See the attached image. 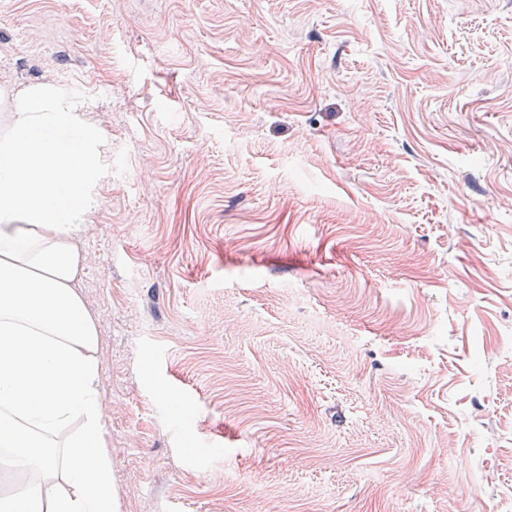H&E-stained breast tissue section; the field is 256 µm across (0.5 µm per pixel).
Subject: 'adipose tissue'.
Masks as SVG:
<instances>
[{
	"mask_svg": "<svg viewBox=\"0 0 512 512\" xmlns=\"http://www.w3.org/2000/svg\"><path fill=\"white\" fill-rule=\"evenodd\" d=\"M0 135V462L20 482L0 512H115L96 324L75 242L106 143L62 92L14 100Z\"/></svg>",
	"mask_w": 512,
	"mask_h": 512,
	"instance_id": "obj_1",
	"label": "adipose tissue"
}]
</instances>
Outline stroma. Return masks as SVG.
Segmentation results:
<instances>
[{
  "label": "stroma",
  "mask_w": 512,
  "mask_h": 512,
  "mask_svg": "<svg viewBox=\"0 0 512 512\" xmlns=\"http://www.w3.org/2000/svg\"><path fill=\"white\" fill-rule=\"evenodd\" d=\"M38 86L117 512H512V0H0Z\"/></svg>",
  "instance_id": "obj_1"
}]
</instances>
